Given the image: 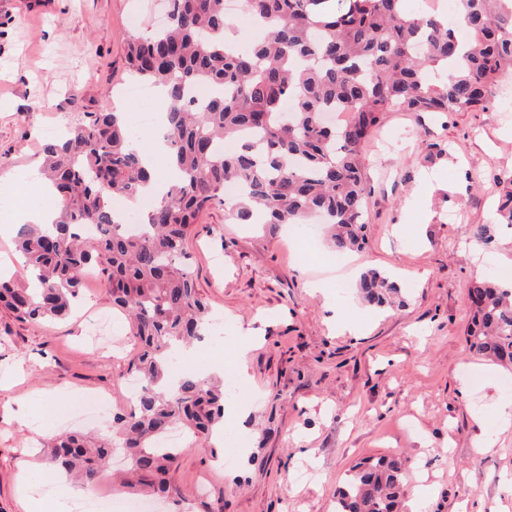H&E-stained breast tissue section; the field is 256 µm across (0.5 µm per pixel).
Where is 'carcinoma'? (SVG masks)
<instances>
[{
	"mask_svg": "<svg viewBox=\"0 0 512 512\" xmlns=\"http://www.w3.org/2000/svg\"><path fill=\"white\" fill-rule=\"evenodd\" d=\"M266 36L248 47L224 42V0H168L167 25L127 45L131 75L166 90L170 164L177 175L129 235L112 201L154 180L112 104L85 114L45 143L39 177L55 190V220L26 224L16 249L27 285L0 278V305L20 320L64 319L87 272L97 273L125 312L141 354L137 409L116 419L115 434L55 440L49 462L85 488L119 448L157 493L182 453L156 448L181 422L207 442L224 420V386L183 373L162 385L169 353L204 336L212 312L189 270L187 241L204 209L238 186L231 224H325L338 252L361 247L368 195L360 147L385 114L472 112L512 75V0H454V21L413 11L407 0H245ZM468 32L461 40L457 28ZM444 74L438 82L427 71ZM347 120L329 126L327 112ZM228 142L240 148L228 151ZM362 297L392 306L398 289L378 270L362 273ZM469 350L512 365V290L493 280L469 289ZM405 468L394 456L354 466L336 512H399Z\"/></svg>",
	"mask_w": 512,
	"mask_h": 512,
	"instance_id": "obj_1",
	"label": "carcinoma"
}]
</instances>
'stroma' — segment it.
<instances>
[{
	"label": "stroma",
	"mask_w": 512,
	"mask_h": 512,
	"mask_svg": "<svg viewBox=\"0 0 512 512\" xmlns=\"http://www.w3.org/2000/svg\"><path fill=\"white\" fill-rule=\"evenodd\" d=\"M150 0H0V225L19 226L3 192L36 177L40 149L60 124L112 101L135 126L142 102L131 83L127 41L157 28ZM502 97L476 112H390L363 144L371 188L362 250L327 242L304 253L299 226L276 232L230 224L227 204L204 209L187 249L200 295L224 317L225 350L188 371L239 378L246 410L226 433L241 447L189 448L167 480L169 496L112 478V512L133 501L152 512H336V489L366 458L397 456L407 481L400 512H512V428L497 403L512 370L472 354L465 341L468 289L477 268L512 272V227L493 213L512 171V111ZM493 237L475 246L469 229ZM377 269L405 303L369 305L360 274ZM328 280L326 291L309 288ZM76 313L30 322L0 308V512H20L18 476L48 467L45 442L89 430L105 436L133 409L125 382L138 345L100 278ZM92 393L110 404L91 420L75 404ZM25 407L31 426L21 425ZM313 449L312 459L302 456ZM202 496L194 490L200 482Z\"/></svg>",
	"instance_id": "stroma-1"
}]
</instances>
